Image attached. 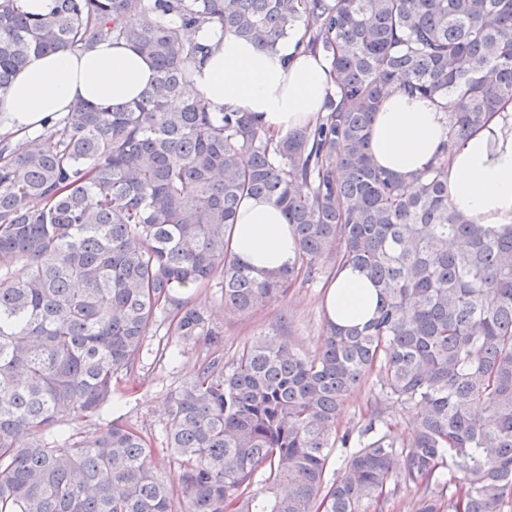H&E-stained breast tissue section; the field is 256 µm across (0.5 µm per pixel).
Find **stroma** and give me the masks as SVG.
<instances>
[{
  "label": "stroma",
  "instance_id": "stroma-1",
  "mask_svg": "<svg viewBox=\"0 0 512 512\" xmlns=\"http://www.w3.org/2000/svg\"><path fill=\"white\" fill-rule=\"evenodd\" d=\"M327 284L323 276L313 280L297 279L286 295L248 314L226 308L221 291L216 287L194 289L190 295L192 304L211 312L213 327L224 338V359L229 362L258 334L279 327L284 328L296 347L306 352L315 351L321 343L325 322ZM161 344L167 346L168 354L159 361L154 351ZM204 353L203 346L186 344L168 333L166 324H156L145 341L134 374L121 384L106 417L73 422L68 427L69 432L82 439L93 436L108 420L134 425L150 437L155 460L168 471H176V462L165 448L169 398L192 376Z\"/></svg>",
  "mask_w": 512,
  "mask_h": 512
}]
</instances>
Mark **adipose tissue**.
Returning <instances> with one entry per match:
<instances>
[{"instance_id":"obj_1","label":"adipose tissue","mask_w":512,"mask_h":512,"mask_svg":"<svg viewBox=\"0 0 512 512\" xmlns=\"http://www.w3.org/2000/svg\"><path fill=\"white\" fill-rule=\"evenodd\" d=\"M303 33L302 25H294L286 41L271 51L209 26L187 30L188 40L211 48L194 71V85L212 111L252 113L278 136L315 122L336 87L329 61L299 47ZM153 77L151 61L126 45L104 43L81 54L67 49L34 54L0 97V128L30 136L45 120L65 117L87 102L119 108L137 98ZM447 131L439 100L393 90L374 116L375 161L413 182L435 162ZM448 202L479 224L512 223V119L493 118L453 151ZM232 248L250 265L276 270L293 261L297 244L278 206L247 197L237 213ZM375 301L367 278L348 267L330 284L325 312L340 325L363 323L372 317Z\"/></svg>"}]
</instances>
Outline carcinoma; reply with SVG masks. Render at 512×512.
<instances>
[{
	"instance_id": "cac0c4a2",
	"label": "carcinoma",
	"mask_w": 512,
	"mask_h": 512,
	"mask_svg": "<svg viewBox=\"0 0 512 512\" xmlns=\"http://www.w3.org/2000/svg\"><path fill=\"white\" fill-rule=\"evenodd\" d=\"M297 22L330 60L326 114L284 136L212 112L193 86L217 25L275 50ZM123 43L155 76L122 108L86 104L32 144L0 133V512H383L388 484L418 512L512 509V224L448 204V157L512 104V0H0V96L32 53ZM391 88L444 102L447 142L414 187L375 164ZM283 211L297 242L276 271L229 247L241 201ZM351 266L373 317L325 321L312 353L282 332L230 362L208 312L217 282L246 313L302 274ZM206 348L170 396L175 473L133 426L47 431L98 417L134 373L158 313ZM366 425L338 423L371 376ZM403 412L408 431L388 432ZM352 448L327 480L332 449Z\"/></svg>"
}]
</instances>
